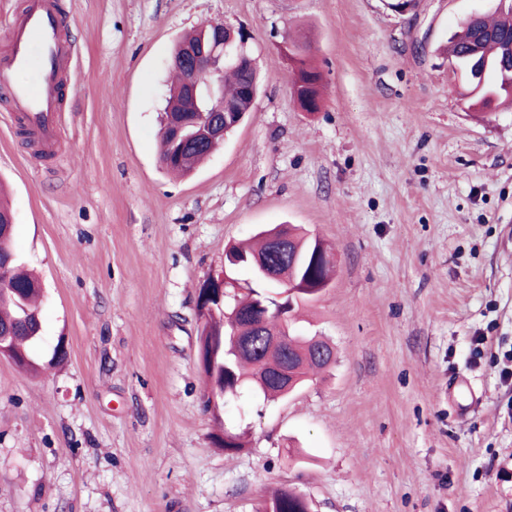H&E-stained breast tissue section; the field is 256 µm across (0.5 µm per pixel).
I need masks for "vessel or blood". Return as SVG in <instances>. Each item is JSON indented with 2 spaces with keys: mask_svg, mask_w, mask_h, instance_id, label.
Returning <instances> with one entry per match:
<instances>
[{
  "mask_svg": "<svg viewBox=\"0 0 512 512\" xmlns=\"http://www.w3.org/2000/svg\"><path fill=\"white\" fill-rule=\"evenodd\" d=\"M7 49L0 53V96L20 118L40 152L60 148L61 112L77 53L62 25L60 0H27L22 12L4 21ZM33 70V79L17 75Z\"/></svg>",
  "mask_w": 512,
  "mask_h": 512,
  "instance_id": "vessel-or-blood-1",
  "label": "vessel or blood"
}]
</instances>
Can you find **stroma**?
I'll use <instances>...</instances> for the list:
<instances>
[{
  "label": "stroma",
  "mask_w": 512,
  "mask_h": 512,
  "mask_svg": "<svg viewBox=\"0 0 512 512\" xmlns=\"http://www.w3.org/2000/svg\"><path fill=\"white\" fill-rule=\"evenodd\" d=\"M78 53L64 153L0 98L13 247L43 284L48 360L0 358V512H512V107H472L440 47L499 0H63ZM252 35L260 90L201 168L158 158L178 38ZM307 34L304 112L287 38ZM280 224L335 248L296 333L336 350L288 398L205 408L196 297L224 249ZM244 430L227 454L218 428ZM261 512H312L306 497L289 488L277 489L261 506Z\"/></svg>",
  "instance_id": "stroma-1"
}]
</instances>
